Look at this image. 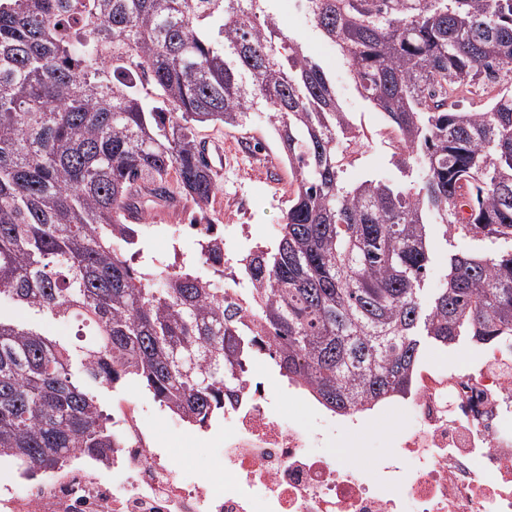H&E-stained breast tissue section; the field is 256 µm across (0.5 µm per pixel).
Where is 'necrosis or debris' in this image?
I'll return each instance as SVG.
<instances>
[{"instance_id":"necrosis-or-debris-1","label":"necrosis or debris","mask_w":512,"mask_h":512,"mask_svg":"<svg viewBox=\"0 0 512 512\" xmlns=\"http://www.w3.org/2000/svg\"><path fill=\"white\" fill-rule=\"evenodd\" d=\"M318 422L287 419L268 378L246 370L224 409L211 466L175 464L160 442L172 429L197 436L178 416L146 418L139 402L112 406L118 442L103 464L73 451L43 476L0 485V512H512V339L451 367L420 364L397 435L364 468L336 455L339 415L305 400Z\"/></svg>"}]
</instances>
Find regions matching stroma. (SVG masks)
<instances>
[{"label": "stroma", "instance_id": "35a3bbf8", "mask_svg": "<svg viewBox=\"0 0 512 512\" xmlns=\"http://www.w3.org/2000/svg\"><path fill=\"white\" fill-rule=\"evenodd\" d=\"M278 20L282 27L293 31L303 40L308 53L328 72L345 110L368 136L363 147L362 163L358 169L349 172V179L366 174L384 179L398 178L399 171L382 136L384 117L357 92L341 56L296 9L282 8ZM199 138L209 151L213 150L215 144L224 146L223 173L218 178L219 193L208 211L201 215L197 214L195 203L186 198L175 208H153L152 223L186 224L194 219L201 224H220L224 221L225 211L230 210L234 212L237 223L249 225L254 242H274L284 202L288 198L291 177L284 162L273 165L265 157L266 152H278L279 146L264 114H256L243 127L221 124L203 126L199 130ZM397 421V413L372 411L362 428L340 438L338 454L358 466L369 464L383 451V436L386 431L392 430Z\"/></svg>", "mask_w": 512, "mask_h": 512}]
</instances>
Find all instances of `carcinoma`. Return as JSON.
I'll use <instances>...</instances> for the list:
<instances>
[{"instance_id":"cac0c4a2","label":"carcinoma","mask_w":512,"mask_h":512,"mask_svg":"<svg viewBox=\"0 0 512 512\" xmlns=\"http://www.w3.org/2000/svg\"><path fill=\"white\" fill-rule=\"evenodd\" d=\"M292 4L385 120L400 177L345 178L365 134ZM496 93L475 111L467 104ZM265 114L292 181L244 288L135 264L146 202L208 206L204 123ZM469 238L428 287L432 234ZM75 320L70 343L0 314V458L23 474L108 458L102 389L134 380L200 429L268 358L347 414L410 391L427 344L512 335V0H0V302Z\"/></svg>"}]
</instances>
